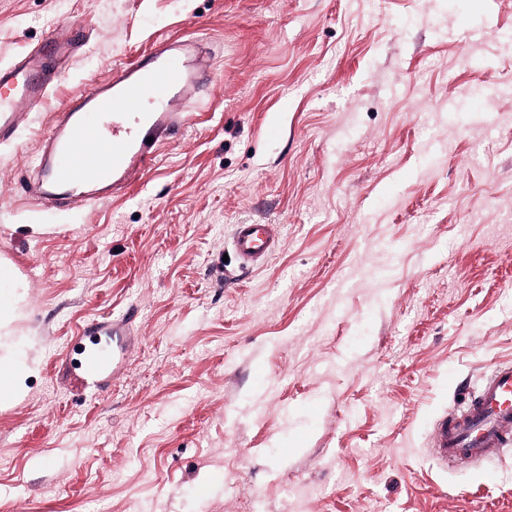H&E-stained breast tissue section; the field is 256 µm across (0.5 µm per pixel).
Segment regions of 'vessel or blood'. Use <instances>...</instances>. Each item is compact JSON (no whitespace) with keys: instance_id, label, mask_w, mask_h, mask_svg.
<instances>
[{"instance_id":"vessel-or-blood-1","label":"vessel or blood","mask_w":512,"mask_h":512,"mask_svg":"<svg viewBox=\"0 0 512 512\" xmlns=\"http://www.w3.org/2000/svg\"><path fill=\"white\" fill-rule=\"evenodd\" d=\"M169 49V44L159 45L71 99L44 143L41 193L91 204L124 191L131 172L153 167L160 146L182 121L175 103L200 80L196 63L169 56ZM52 69V57L44 54L0 65L1 143L11 140L22 106L48 96ZM131 108L141 115L129 128L122 120ZM276 245L272 225L234 227L231 247L243 266L266 259ZM115 364L108 351H83L76 381L97 380ZM431 442L434 458L444 466L460 459L480 461L512 446V362L496 363L461 406L442 415Z\"/></svg>"}]
</instances>
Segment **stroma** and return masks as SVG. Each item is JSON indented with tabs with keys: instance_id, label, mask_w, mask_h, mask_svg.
Instances as JSON below:
<instances>
[{
	"instance_id": "obj_1",
	"label": "stroma",
	"mask_w": 512,
	"mask_h": 512,
	"mask_svg": "<svg viewBox=\"0 0 512 512\" xmlns=\"http://www.w3.org/2000/svg\"><path fill=\"white\" fill-rule=\"evenodd\" d=\"M76 54L0 143L24 279L0 512H512V447L442 467L436 419L512 361V0H0V64ZM163 41L209 83L126 195L26 197L68 102ZM237 224H275L266 263ZM131 317L74 386L81 325ZM277 245L272 224H237L231 247L243 267L257 263L270 256ZM81 358L77 362V369L80 373L76 375V382L80 385L87 381H94L100 378L105 372L112 367L114 371L116 364V355L112 351V355L101 349L87 351V347L81 348Z\"/></svg>"
}]
</instances>
